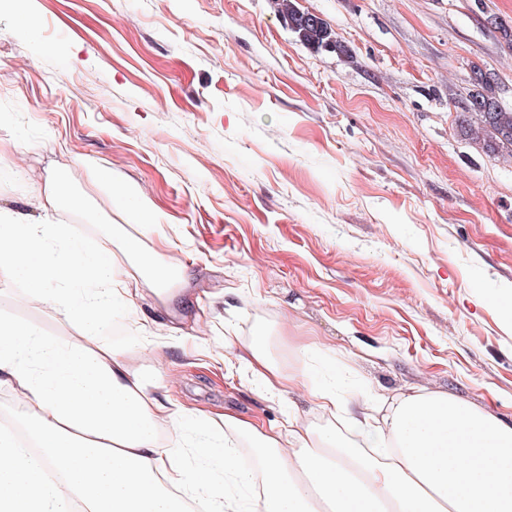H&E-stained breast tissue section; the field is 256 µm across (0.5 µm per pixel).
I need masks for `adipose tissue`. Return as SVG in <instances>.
<instances>
[{"mask_svg":"<svg viewBox=\"0 0 512 512\" xmlns=\"http://www.w3.org/2000/svg\"><path fill=\"white\" fill-rule=\"evenodd\" d=\"M133 273L164 307L190 295L185 266L155 269L136 242L118 255L70 225L0 212V278L23 279L35 307L83 318L62 342L0 317V385L23 404L31 440L0 428V512H185L190 500L200 512H512V423L437 390L309 388L265 333L234 358L268 392H309L331 424L292 411L287 429L267 428L154 395L108 340Z\"/></svg>","mask_w":512,"mask_h":512,"instance_id":"obj_1","label":"adipose tissue"}]
</instances>
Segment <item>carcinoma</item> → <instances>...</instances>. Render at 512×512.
Here are the masks:
<instances>
[{"label": "carcinoma", "mask_w": 512, "mask_h": 512, "mask_svg": "<svg viewBox=\"0 0 512 512\" xmlns=\"http://www.w3.org/2000/svg\"><path fill=\"white\" fill-rule=\"evenodd\" d=\"M278 6L301 43L338 56L347 55L346 47L335 38L324 19H314L311 12L298 9L293 0H279ZM472 72L474 91L462 108L461 128L469 139L491 153L509 150L512 148V110L501 105L496 87L490 85V77L482 68L475 66Z\"/></svg>", "instance_id": "obj_1"}]
</instances>
